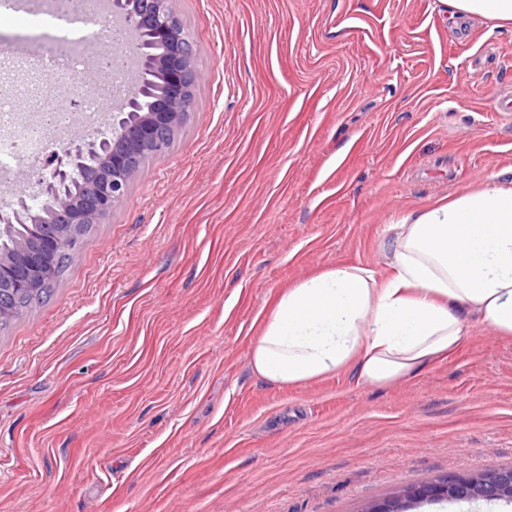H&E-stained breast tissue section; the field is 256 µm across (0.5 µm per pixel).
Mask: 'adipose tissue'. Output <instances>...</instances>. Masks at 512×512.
I'll return each mask as SVG.
<instances>
[{"instance_id":"obj_1","label":"adipose tissue","mask_w":512,"mask_h":512,"mask_svg":"<svg viewBox=\"0 0 512 512\" xmlns=\"http://www.w3.org/2000/svg\"><path fill=\"white\" fill-rule=\"evenodd\" d=\"M381 249L388 274L339 264L284 290L260 320L251 370L295 386L350 367L379 388L457 350L473 325L512 338V183L398 216Z\"/></svg>"}]
</instances>
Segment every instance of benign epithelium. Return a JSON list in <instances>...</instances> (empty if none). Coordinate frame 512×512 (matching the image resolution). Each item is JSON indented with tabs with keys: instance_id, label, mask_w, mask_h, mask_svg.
I'll return each instance as SVG.
<instances>
[{
	"instance_id": "benign-epithelium-1",
	"label": "benign epithelium",
	"mask_w": 512,
	"mask_h": 512,
	"mask_svg": "<svg viewBox=\"0 0 512 512\" xmlns=\"http://www.w3.org/2000/svg\"><path fill=\"white\" fill-rule=\"evenodd\" d=\"M107 9L132 34L131 89L110 113L106 130L74 136L53 152L36 179L38 207H32L23 194L10 201L9 215L0 217V234L15 223L46 224L48 228L38 233L35 247L22 245L0 257L3 288L35 287L36 280L47 275L44 256L65 243L61 233L49 225L75 228L100 223L138 177L142 153H163L169 137L194 108L193 86L200 69L176 15L175 0H107ZM150 73L160 81L148 78ZM88 178L92 182L82 188L83 195L68 190L70 183ZM473 500L511 503L512 468L446 481L427 480L374 504L368 512H410L424 503Z\"/></svg>"
}]
</instances>
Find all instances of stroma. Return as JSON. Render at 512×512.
<instances>
[{"label":"stroma","mask_w":512,"mask_h":512,"mask_svg":"<svg viewBox=\"0 0 512 512\" xmlns=\"http://www.w3.org/2000/svg\"><path fill=\"white\" fill-rule=\"evenodd\" d=\"M196 104L0 335V512H366L512 468V339L375 389L248 363L302 277L512 180V24L446 0H177Z\"/></svg>","instance_id":"1"}]
</instances>
